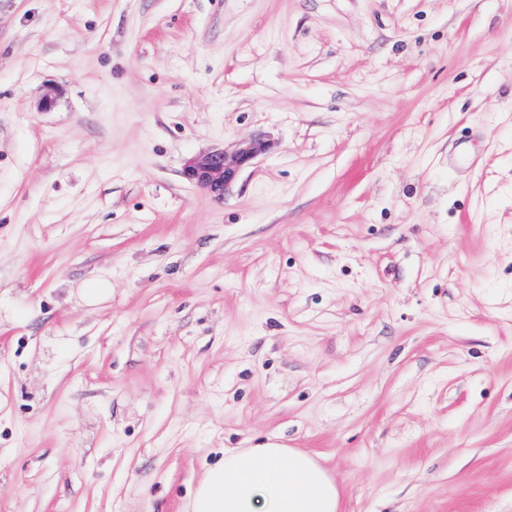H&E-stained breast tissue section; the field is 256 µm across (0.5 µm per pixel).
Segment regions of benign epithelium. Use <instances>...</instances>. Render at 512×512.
<instances>
[{
	"mask_svg": "<svg viewBox=\"0 0 512 512\" xmlns=\"http://www.w3.org/2000/svg\"><path fill=\"white\" fill-rule=\"evenodd\" d=\"M269 149L270 143L266 140L244 139L232 152L215 149L188 158L182 176L214 199L222 200L240 172Z\"/></svg>",
	"mask_w": 512,
	"mask_h": 512,
	"instance_id": "7a95c632",
	"label": "benign epithelium"
}]
</instances>
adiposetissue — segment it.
<instances>
[{
	"label": "adipose tissue",
	"mask_w": 512,
	"mask_h": 512,
	"mask_svg": "<svg viewBox=\"0 0 512 512\" xmlns=\"http://www.w3.org/2000/svg\"><path fill=\"white\" fill-rule=\"evenodd\" d=\"M191 512H339L335 481L308 453L270 445L224 451L198 482Z\"/></svg>",
	"instance_id": "ef3b65f1"
}]
</instances>
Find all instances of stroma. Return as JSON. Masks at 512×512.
Wrapping results in <instances>:
<instances>
[{
  "mask_svg": "<svg viewBox=\"0 0 512 512\" xmlns=\"http://www.w3.org/2000/svg\"><path fill=\"white\" fill-rule=\"evenodd\" d=\"M273 443L340 512H512V0H0V512ZM269 149L270 143L266 140L257 137L244 139L232 152L215 149L188 158L181 174L214 199L223 200L240 172Z\"/></svg>",
  "mask_w": 512,
  "mask_h": 512,
  "instance_id": "stroma-1",
  "label": "stroma"
}]
</instances>
